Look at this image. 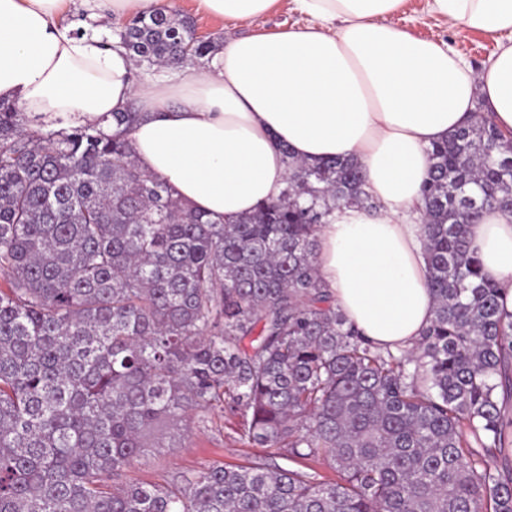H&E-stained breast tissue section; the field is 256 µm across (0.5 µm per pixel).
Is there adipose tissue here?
I'll return each instance as SVG.
<instances>
[{
    "mask_svg": "<svg viewBox=\"0 0 512 512\" xmlns=\"http://www.w3.org/2000/svg\"><path fill=\"white\" fill-rule=\"evenodd\" d=\"M70 2L0 0V99L34 128L107 131L137 101L138 167L214 220L280 195L282 147L302 162L354 157L380 207L343 205L320 226L318 274L370 343L415 349L434 317L420 223L427 150L482 114L512 133V0H428L448 24L496 41L478 71L397 25L406 0H292L306 24L227 36L206 70L160 84L136 82L129 52L99 30L74 34ZM279 3L195 0L235 27ZM468 240L512 321V213L486 210Z\"/></svg>",
    "mask_w": 512,
    "mask_h": 512,
    "instance_id": "obj_1",
    "label": "adipose tissue"
}]
</instances>
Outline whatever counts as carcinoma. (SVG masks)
Returning <instances> with one entry per match:
<instances>
[{"label": "carcinoma", "instance_id": "1", "mask_svg": "<svg viewBox=\"0 0 512 512\" xmlns=\"http://www.w3.org/2000/svg\"><path fill=\"white\" fill-rule=\"evenodd\" d=\"M119 38L149 67L213 51L166 7ZM140 117L45 132L0 100V512H512V323L467 240L512 212V142L481 118L428 150L413 355L364 340L317 272L320 225L377 208L357 161L286 150L279 197L226 224L138 167ZM215 405L299 468L121 480ZM316 459L338 479L300 469Z\"/></svg>", "mask_w": 512, "mask_h": 512}]
</instances>
